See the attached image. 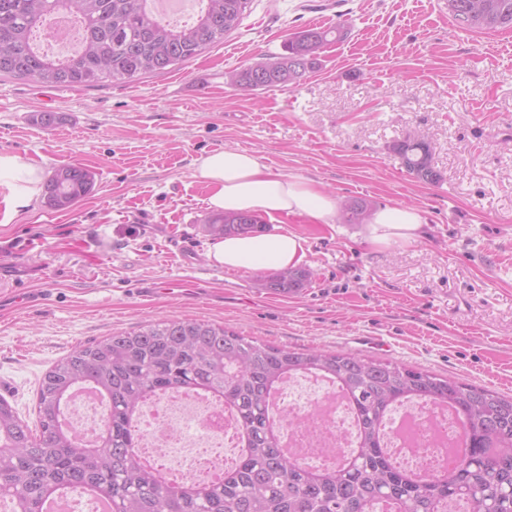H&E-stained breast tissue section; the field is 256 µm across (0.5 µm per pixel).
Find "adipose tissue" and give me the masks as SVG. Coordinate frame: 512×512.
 Masks as SVG:
<instances>
[{"label": "adipose tissue", "instance_id": "adipose-tissue-1", "mask_svg": "<svg viewBox=\"0 0 512 512\" xmlns=\"http://www.w3.org/2000/svg\"><path fill=\"white\" fill-rule=\"evenodd\" d=\"M195 176L209 188L208 204L217 211H256L271 218L300 216L318 224L336 221V201L321 184L273 170L245 150L227 148L201 156L195 162ZM0 185L8 188L13 207H26L41 192L42 172L0 153ZM423 224L419 208L386 205L373 213L366 241L375 247L410 241L420 236ZM209 257L229 270L291 268L305 257L304 239L283 227L257 235L227 236L211 247Z\"/></svg>", "mask_w": 512, "mask_h": 512}]
</instances>
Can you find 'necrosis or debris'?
Masks as SVG:
<instances>
[{
	"instance_id": "obj_1",
	"label": "necrosis or debris",
	"mask_w": 512,
	"mask_h": 512,
	"mask_svg": "<svg viewBox=\"0 0 512 512\" xmlns=\"http://www.w3.org/2000/svg\"><path fill=\"white\" fill-rule=\"evenodd\" d=\"M80 44L81 26L65 13L53 16L34 40L35 49L43 53L64 49L74 54ZM335 401V383L311 373L289 377L274 397L275 406L290 407L295 423L306 407L321 409L316 433L302 431L295 423L288 431L296 447L325 467L336 463L330 449L355 447L358 432L349 409L337 407ZM106 418V404L97 393H73L69 423L82 440L93 442ZM235 427V417L223 404L203 393L173 389L149 397L139 421L143 459L169 480L186 485L211 481L215 468L235 460L236 446L230 438Z\"/></svg>"
}]
</instances>
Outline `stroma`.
<instances>
[{"instance_id":"1","label":"stroma","mask_w":512,"mask_h":512,"mask_svg":"<svg viewBox=\"0 0 512 512\" xmlns=\"http://www.w3.org/2000/svg\"><path fill=\"white\" fill-rule=\"evenodd\" d=\"M446 0H252L240 27L178 69L51 88L0 79V152L94 188L71 210L14 208L0 187V396L35 423L42 377L76 348L158 318L205 320L295 350L347 352L512 394V31L458 28ZM344 24L295 88L241 91L225 72L293 33ZM36 112H59L45 127ZM425 133L440 179L393 146ZM227 147L319 182L336 201L422 210L381 249L364 224L278 216L306 240L300 292L271 268L210 262L195 160Z\"/></svg>"}]
</instances>
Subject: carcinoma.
<instances>
[{
  "mask_svg": "<svg viewBox=\"0 0 512 512\" xmlns=\"http://www.w3.org/2000/svg\"><path fill=\"white\" fill-rule=\"evenodd\" d=\"M251 0H202L195 20L175 26L159 19L149 0H0V77L49 87H96L162 75L224 42ZM65 10L83 30L82 49L53 57L33 46L34 32ZM448 13L474 32L512 29V0H448ZM345 37L342 26L309 28L283 42L282 52L226 73L241 90L290 88L312 72L320 50ZM407 172L430 183L440 175L429 144H394ZM95 174L82 166L58 168L45 182L44 204L68 211L89 195ZM368 204L343 203L342 219L361 224ZM263 215L221 213L206 235L261 233ZM306 268L277 272L269 287L283 294L311 280ZM298 372L322 375L345 394L358 423L357 448L338 469L292 460L277 441L270 402ZM96 389L109 415L95 443L82 442L65 421L71 393ZM174 388L197 389L224 402L241 434L242 449L224 479L170 487L135 451V426L148 397ZM426 399L452 406L464 420L465 454L443 477L396 469L383 449L379 424L396 405ZM38 429L0 397V498L15 512H43L49 497L80 489L103 494L112 512H372L377 503L401 512H445L452 500L474 512H512V396L466 384L396 361L319 349L295 351L241 336L209 322L164 318L82 346L61 358L37 391Z\"/></svg>",
  "mask_w": 512,
  "mask_h": 512,
  "instance_id": "cac0c4a2",
  "label": "carcinoma"
}]
</instances>
